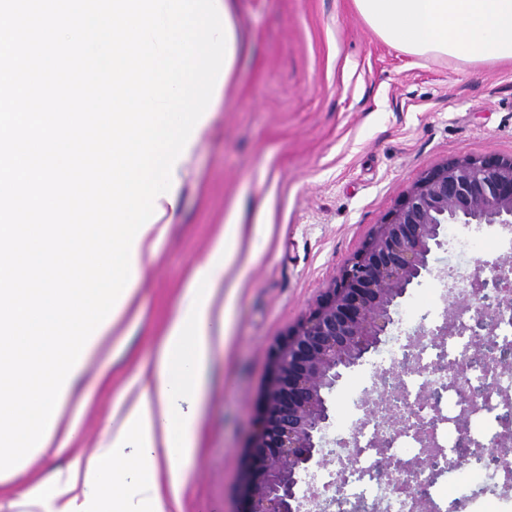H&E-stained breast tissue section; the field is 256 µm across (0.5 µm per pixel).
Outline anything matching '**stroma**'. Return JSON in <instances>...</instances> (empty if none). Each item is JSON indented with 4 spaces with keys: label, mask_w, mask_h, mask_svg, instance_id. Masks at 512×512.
<instances>
[{
    "label": "stroma",
    "mask_w": 512,
    "mask_h": 512,
    "mask_svg": "<svg viewBox=\"0 0 512 512\" xmlns=\"http://www.w3.org/2000/svg\"><path fill=\"white\" fill-rule=\"evenodd\" d=\"M244 38L226 97L181 190L154 262L134 297L143 312L109 337L83 379L91 398L75 450L37 460L66 468L94 451L100 418L153 364L191 269L210 253L234 203L243 229L225 281L224 340L214 341L182 512H241L251 446L276 346L320 302L383 218L431 169L452 158L512 156V62L420 58L376 36L353 0H234ZM451 247L398 308L420 309L441 276L464 266ZM369 360L332 395L337 424L376 395Z\"/></svg>",
    "instance_id": "stroma-1"
}]
</instances>
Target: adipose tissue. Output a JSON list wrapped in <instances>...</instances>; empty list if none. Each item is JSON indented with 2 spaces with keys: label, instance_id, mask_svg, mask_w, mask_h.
Wrapping results in <instances>:
<instances>
[{
  "label": "adipose tissue",
  "instance_id": "adipose-tissue-1",
  "mask_svg": "<svg viewBox=\"0 0 512 512\" xmlns=\"http://www.w3.org/2000/svg\"><path fill=\"white\" fill-rule=\"evenodd\" d=\"M366 25L384 42L417 57H448L474 63L512 61V0H353ZM159 220L136 247V271L157 255L176 213L159 198ZM232 210L206 261L195 266L177 315L160 341L156 363L139 374L140 389L127 406L113 410L95 451L76 457L65 472L33 481L22 493L28 512H177L183 464L194 451L200 421L193 401L201 393L211 339L223 334L214 313L240 233ZM79 366L66 387L48 441L38 458L67 450L78 438L86 399Z\"/></svg>",
  "mask_w": 512,
  "mask_h": 512
}]
</instances>
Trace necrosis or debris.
I'll return each mask as SVG.
<instances>
[{
  "label": "necrosis or debris",
  "instance_id": "4bbe7bcc",
  "mask_svg": "<svg viewBox=\"0 0 512 512\" xmlns=\"http://www.w3.org/2000/svg\"><path fill=\"white\" fill-rule=\"evenodd\" d=\"M473 272L449 271L448 294L455 301V327L448 335H437L440 314L435 305H427L421 317L431 331L430 342L414 341L415 357L401 380L403 424L386 423L384 417H362L349 430L336 429L328 441L336 458L335 465L324 467L318 478L320 485L336 483L351 502L376 500L383 512H416L411 495L381 484L376 476L374 461L380 452L400 463L421 456L423 445L415 434V419L427 416L421 397L431 389H439L441 417L433 439L443 448L444 457L436 467L437 478L429 487L432 512H448L449 500L462 502L468 512H512V499L500 497L481 504L468 495L470 483L483 484L494 480L496 473L489 462H473L463 466L452 463L461 439L476 442L499 433L498 415L507 400L512 399V369L485 371L472 365V341L467 327L470 308L475 303L471 286ZM478 394L480 407L468 412L469 394ZM384 437L385 448L374 447L373 440Z\"/></svg>",
  "mask_w": 512,
  "mask_h": 512
}]
</instances>
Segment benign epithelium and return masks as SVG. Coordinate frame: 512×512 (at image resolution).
<instances>
[{
	"mask_svg": "<svg viewBox=\"0 0 512 512\" xmlns=\"http://www.w3.org/2000/svg\"><path fill=\"white\" fill-rule=\"evenodd\" d=\"M449 224H512V157L453 158L422 176L319 306L275 348L243 512H304L321 496L347 504L334 495V483L323 491L306 485L316 457L329 462L324 437L335 424L330 395L344 370L379 347L409 286L431 273V256ZM473 287L471 362L487 370L511 366L512 346L492 342L489 329L494 317L512 318V297H501L512 290V264L479 268ZM486 446L499 449L491 461L512 475V452L501 437ZM436 456L433 450L407 467L383 454L376 477L409 490L425 509Z\"/></svg>",
	"mask_w": 512,
	"mask_h": 512,
	"instance_id": "1",
	"label": "benign epithelium"
}]
</instances>
